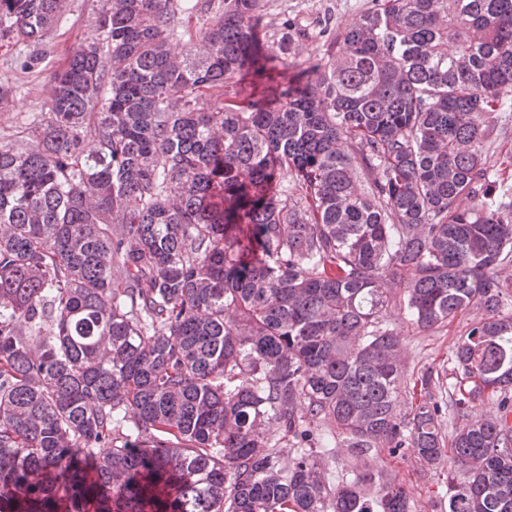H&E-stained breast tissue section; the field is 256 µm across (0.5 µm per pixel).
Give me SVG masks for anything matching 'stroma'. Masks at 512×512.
I'll return each instance as SVG.
<instances>
[{"instance_id": "1", "label": "stroma", "mask_w": 512, "mask_h": 512, "mask_svg": "<svg viewBox=\"0 0 512 512\" xmlns=\"http://www.w3.org/2000/svg\"><path fill=\"white\" fill-rule=\"evenodd\" d=\"M264 24L260 36L277 48L280 70L298 71L323 57L330 37L352 23L372 0H264ZM101 0H66L64 15L40 45L0 41V78L13 86L11 102L0 109V138L29 125L45 109L51 74L66 66L73 47L97 37L96 20ZM473 310L452 324L421 330L409 324L399 307H390L389 322L401 328L406 372L433 369L440 379L448 377V358L460 336L479 319ZM367 466L389 479L406 484L413 512H448L447 470L428 468L411 450L381 452Z\"/></svg>"}]
</instances>
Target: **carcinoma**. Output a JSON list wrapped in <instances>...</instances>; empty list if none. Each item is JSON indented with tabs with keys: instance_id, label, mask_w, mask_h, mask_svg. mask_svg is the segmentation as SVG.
Listing matches in <instances>:
<instances>
[{
	"instance_id": "cac0c4a2",
	"label": "carcinoma",
	"mask_w": 512,
	"mask_h": 512,
	"mask_svg": "<svg viewBox=\"0 0 512 512\" xmlns=\"http://www.w3.org/2000/svg\"><path fill=\"white\" fill-rule=\"evenodd\" d=\"M172 3L103 0L0 142V512H412L366 468L327 482L338 436L358 463L451 460L448 512H512V0H374L290 75L263 0L180 52ZM63 9L0 0V40ZM247 77L248 102L203 101ZM392 302L422 330L484 312L446 436L432 373L399 409Z\"/></svg>"
}]
</instances>
